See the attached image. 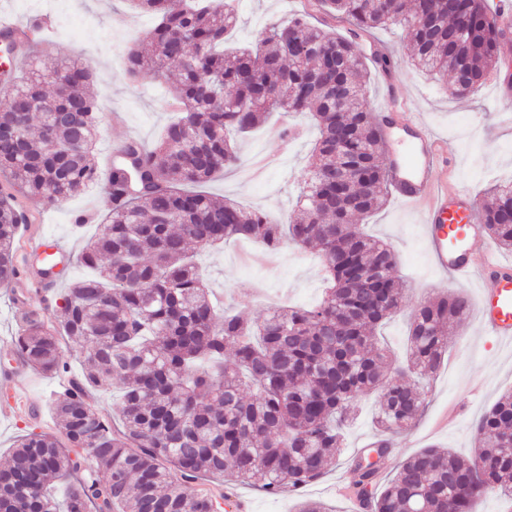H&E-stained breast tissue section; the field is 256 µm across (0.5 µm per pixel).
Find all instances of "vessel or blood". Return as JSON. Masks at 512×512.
<instances>
[{"label":"vessel or blood","mask_w":512,"mask_h":512,"mask_svg":"<svg viewBox=\"0 0 512 512\" xmlns=\"http://www.w3.org/2000/svg\"><path fill=\"white\" fill-rule=\"evenodd\" d=\"M401 94L384 85L377 120L382 137L392 146L387 165L395 198L407 206L419 205L426 247L439 271L465 279L478 274L477 315L482 330L499 342L512 344V263L481 245V227L471 219L473 198L440 186V161L448 150L422 124H415L406 140L408 151L395 150L398 137L389 117ZM29 266L45 295H53L59 273L72 254L55 241L38 239L27 249Z\"/></svg>","instance_id":"vessel-or-blood-1"}]
</instances>
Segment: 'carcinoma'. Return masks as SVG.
I'll return each mask as SVG.
<instances>
[{"instance_id": "carcinoma-1", "label": "carcinoma", "mask_w": 512, "mask_h": 512, "mask_svg": "<svg viewBox=\"0 0 512 512\" xmlns=\"http://www.w3.org/2000/svg\"><path fill=\"white\" fill-rule=\"evenodd\" d=\"M154 15V51H128L125 74L157 77L171 62L179 113L156 141L117 149L102 178L92 158L99 106L93 73L53 62L30 44L28 68L0 108V173L32 199H67L106 182L112 211L81 259L91 273L66 289L50 321L31 307L18 320L15 354L47 374L67 371L60 337L86 347L80 378L52 403L61 437L28 432L0 468V512H218L196 490L212 476L268 494L319 480L340 453L358 402L378 397V461L361 457L350 484L371 486L370 512H474L497 492L512 497V392L475 426L480 467L428 447L400 462L377 490L393 437L414 424L425 394L403 380L433 376L448 350L465 296L448 292L411 313L405 357L375 340L403 308L405 283L388 243L354 218L385 203L382 133L365 97L369 81L357 40L379 26L404 28L414 64L434 79L452 74L474 92L499 62L507 34L489 0H317L349 25L337 36L294 16L266 28L251 47H224L238 17L229 3L127 0ZM55 112H47L44 102ZM309 112L319 128L295 220L276 224L188 185L210 181L238 156L227 133L251 132L273 111ZM356 176L342 188L336 173ZM489 237L512 251V183L475 205ZM23 217L0 198V286L17 274L12 243ZM254 239L284 241L322 258L324 295L313 307L278 308L260 323L219 319L193 261L200 249ZM234 356L224 363L225 353ZM121 392V428L87 399Z\"/></svg>"}]
</instances>
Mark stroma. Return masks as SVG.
I'll use <instances>...</instances> for the list:
<instances>
[{
  "instance_id": "35a3bbf8",
  "label": "stroma",
  "mask_w": 512,
  "mask_h": 512,
  "mask_svg": "<svg viewBox=\"0 0 512 512\" xmlns=\"http://www.w3.org/2000/svg\"><path fill=\"white\" fill-rule=\"evenodd\" d=\"M235 6L240 22L229 42L240 46L254 43L270 23L313 10L309 0H236ZM36 12L54 18L49 58L81 61L94 74L92 92L99 102L100 118V137L94 151L98 166H105L107 149L118 148L125 141L153 142L173 118L167 94L173 75L168 72L158 78L129 79L125 75V56L129 47L146 42L155 18L133 11L127 0H0V16L23 20ZM359 48L368 57L388 50L392 79L408 99L407 118L423 121L454 152L453 163L439 171L442 185L473 193L480 199L491 185L512 181V122L506 121L497 109L491 85L462 97L449 96L445 82L430 79L412 65L405 35L397 27L371 30L360 38ZM288 122L300 126L303 133L286 145L275 132ZM316 135L308 115L296 114L289 119L271 115L263 125L238 140V167L202 184L201 190L265 212L278 223L290 222L296 185L308 173ZM1 196L11 197L13 205L25 216L27 230L16 235L13 245L19 264L25 260L26 243L38 237L60 239L73 254H81L87 238L112 208V201L102 188L64 200L35 201L0 175ZM361 227L393 246L399 259L398 274L408 288L401 312L377 327L379 344L401 352L410 312L424 299L447 290L475 298L476 278L456 282L434 267L417 211L392 198L362 221ZM265 250L260 243L229 241L220 248L200 251L199 270L212 288L218 307L260 321L276 306L317 302L322 291L319 259L300 254L286 244L280 249V262L268 265L260 258ZM61 346L70 366L67 375L33 370L16 385L0 383V399L12 394L41 411L37 422L21 416L0 421V463L10 456L17 436L30 430L56 432L51 403L63 390V378L78 375V362L83 355L78 343L65 339ZM424 386L426 409L415 426L396 437L393 458L400 461L430 446L474 458L476 422L503 393L512 390V346L485 336L476 312L468 311L448 339L441 368ZM374 406V398L363 401L335 466L321 479L278 494L243 486V493L254 503V512H298L307 501L323 502L329 512H356L354 503L337 497L332 486L348 481L350 452L367 447L372 441L376 433Z\"/></svg>"
}]
</instances>
